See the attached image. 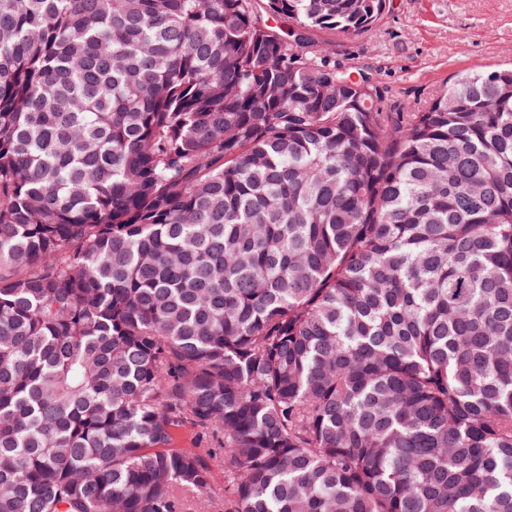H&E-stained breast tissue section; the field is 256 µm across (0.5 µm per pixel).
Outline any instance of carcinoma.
I'll return each mask as SVG.
<instances>
[{"instance_id": "obj_1", "label": "carcinoma", "mask_w": 512, "mask_h": 512, "mask_svg": "<svg viewBox=\"0 0 512 512\" xmlns=\"http://www.w3.org/2000/svg\"><path fill=\"white\" fill-rule=\"evenodd\" d=\"M385 5L0 0V512L217 447L223 512H512V65L412 109L269 22Z\"/></svg>"}]
</instances>
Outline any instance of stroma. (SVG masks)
I'll list each match as a JSON object with an SVG mask.
<instances>
[{
	"label": "stroma",
	"mask_w": 512,
	"mask_h": 512,
	"mask_svg": "<svg viewBox=\"0 0 512 512\" xmlns=\"http://www.w3.org/2000/svg\"><path fill=\"white\" fill-rule=\"evenodd\" d=\"M337 64L371 77L385 98L420 105L460 71L512 63V0H387L372 36H329Z\"/></svg>",
	"instance_id": "stroma-1"
}]
</instances>
